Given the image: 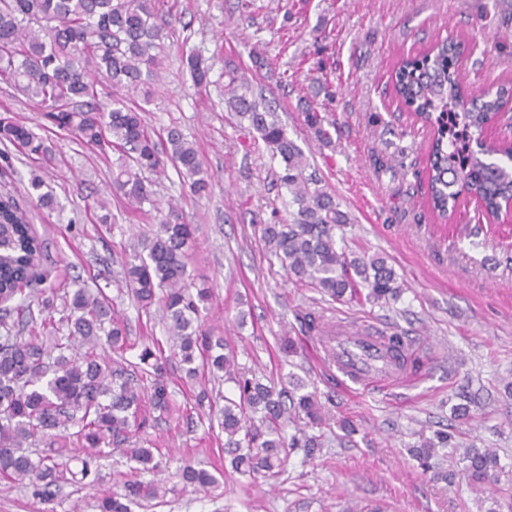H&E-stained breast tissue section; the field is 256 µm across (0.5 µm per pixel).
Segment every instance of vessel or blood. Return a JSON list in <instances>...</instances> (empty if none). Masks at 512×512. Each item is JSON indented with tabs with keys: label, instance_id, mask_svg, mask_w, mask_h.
Returning a JSON list of instances; mask_svg holds the SVG:
<instances>
[{
	"label": "vessel or blood",
	"instance_id": "1",
	"mask_svg": "<svg viewBox=\"0 0 512 512\" xmlns=\"http://www.w3.org/2000/svg\"><path fill=\"white\" fill-rule=\"evenodd\" d=\"M321 347L323 363L335 368L341 382L376 391L409 382L410 364L422 354L411 339L393 344L387 329L342 321L326 327Z\"/></svg>",
	"mask_w": 512,
	"mask_h": 512
}]
</instances>
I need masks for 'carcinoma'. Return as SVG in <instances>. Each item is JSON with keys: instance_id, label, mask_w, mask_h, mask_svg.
I'll return each mask as SVG.
<instances>
[{"instance_id": "carcinoma-1", "label": "carcinoma", "mask_w": 512, "mask_h": 512, "mask_svg": "<svg viewBox=\"0 0 512 512\" xmlns=\"http://www.w3.org/2000/svg\"><path fill=\"white\" fill-rule=\"evenodd\" d=\"M176 19L160 13L154 0H0V81L45 110L46 119L83 145L112 161V194L134 210L154 214L156 230L121 260L122 283L141 310L162 309L168 348L159 341L143 347L138 361L105 354L128 347V332L102 291L70 289L51 281L42 264L46 246L29 231V206L52 210L53 194L34 174L26 197L0 193V477L32 488L45 503L64 487L92 483L97 460L106 448H123L136 469L163 471L149 440L152 414L180 410L168 382V366L179 359L193 381L208 373L231 381L238 399L202 389L196 407L217 418L224 430L232 467L243 474L281 468L287 452L301 448L309 456L323 448L321 436L284 432V421L326 423L315 393L299 384L276 389L248 376L221 336L199 325L212 290L192 282L187 252L194 228L180 221L174 207L163 211L154 199L149 175L173 169L190 192L207 195L212 177L193 142L175 125L158 135L144 120L139 98L148 104L160 69L159 50ZM459 45L438 42L419 57L404 60L393 86L402 104L434 129L424 177L428 207L448 217L449 204L471 194L487 212L512 198V146L486 145L483 128L512 88L466 100L459 69H449ZM195 84H208L210 66L197 53L186 55ZM224 107L253 140L263 143L280 164L279 186L288 194V219L265 224L261 237L288 277L315 288L333 301L364 294L372 304L398 299L401 285L382 256L349 257L336 241V229L352 223L336 195L310 171L303 149L288 136L263 90L225 63ZM104 80L119 96L98 101ZM463 127L464 152L456 160L448 133V114ZM307 124L323 143L332 141L333 119L307 113ZM477 149H471V143ZM0 144L11 145L46 162L53 146L27 125L0 116ZM150 209H144V205ZM46 330L41 336L35 324ZM224 399V406L217 407ZM454 436L440 432L412 449L423 472L434 469L439 450L454 448ZM469 482H498L503 467L488 449L466 452ZM183 486L207 489L216 477L186 463L178 470ZM159 482L128 479L123 492L104 494L97 512H132V506L160 496Z\"/></svg>"}]
</instances>
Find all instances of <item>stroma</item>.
Segmentation results:
<instances>
[{"label": "stroma", "mask_w": 512, "mask_h": 512, "mask_svg": "<svg viewBox=\"0 0 512 512\" xmlns=\"http://www.w3.org/2000/svg\"><path fill=\"white\" fill-rule=\"evenodd\" d=\"M177 13L164 43L158 90L146 119L157 131L180 128L195 142L213 175L210 194L192 195L176 173L155 190L173 201L186 223L198 225L189 269L208 280L214 297L206 325L227 336L241 364L274 381L296 378L315 390L332 416L325 446L315 458L287 455L277 476L234 471L224 434L207 421L187 423L193 386L170 377L177 414L158 418L149 435L167 470L166 493L140 512H486L498 486H474L450 460L452 480L433 481L410 455L435 432L454 435L461 447L488 448L512 472V223L496 224L471 240L466 225L473 207L458 206L448 220L424 206L415 177L426 163L430 132L414 121L392 92L391 75L402 58L436 38L463 36L459 64L469 94L512 86V0H165ZM214 62L209 86L196 88L185 52ZM239 65L265 86L290 138L301 146L353 222L343 248L380 254L403 286L400 298L380 306L331 301L296 285L270 256L260 228L288 217V196L274 184L276 167L264 149L224 110V63ZM333 113L339 128L329 147L311 135L305 114ZM25 121L50 139L56 159L46 169L18 151L0 173V190L21 195L41 170L59 207L32 209L31 222L47 246L55 274L92 279L103 269L120 272L121 258L150 219L112 195V160L59 131L40 109L0 83V115ZM112 221L100 223L102 212ZM107 295L128 327L133 361L148 340L164 339L159 315L139 311L116 282ZM325 309L329 319L373 322L399 329L424 346L426 363L415 382L389 392L344 386L316 356V342L302 315ZM295 340L299 354L283 359L279 340ZM465 405L459 414L457 405ZM352 421L344 436L337 423ZM206 466L220 485L209 492L183 487L175 476L184 460ZM120 452L104 459L101 480L66 487L53 506L31 490L0 479V512H96L104 491H121L127 471Z\"/></svg>", "instance_id": "obj_1"}]
</instances>
